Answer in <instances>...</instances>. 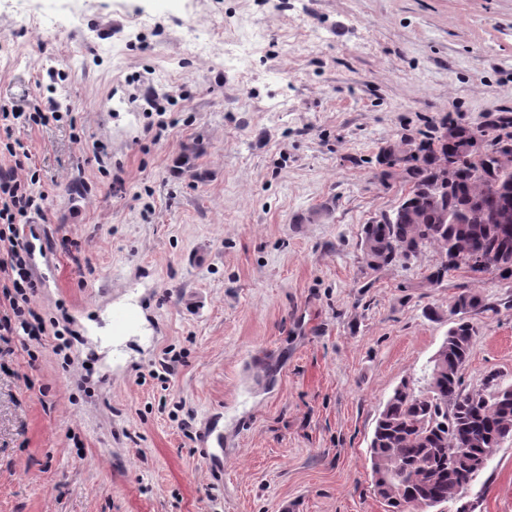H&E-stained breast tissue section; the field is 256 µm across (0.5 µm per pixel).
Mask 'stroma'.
Listing matches in <instances>:
<instances>
[{
  "label": "stroma",
  "instance_id": "obj_1",
  "mask_svg": "<svg viewBox=\"0 0 512 512\" xmlns=\"http://www.w3.org/2000/svg\"><path fill=\"white\" fill-rule=\"evenodd\" d=\"M33 8L42 26H19ZM72 8L0 0V100L73 117L18 134L48 194L35 304L70 347L0 340V512H386L383 404L423 388L465 290L486 304L465 386L512 382V282L429 285L432 248L368 268L362 227L406 190L377 155L446 122L512 134V0H92L77 26ZM253 29L248 74L225 68ZM114 304L139 315L118 339ZM467 495L512 512V442Z\"/></svg>",
  "mask_w": 512,
  "mask_h": 512
}]
</instances>
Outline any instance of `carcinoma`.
<instances>
[{"label": "carcinoma", "mask_w": 512, "mask_h": 512, "mask_svg": "<svg viewBox=\"0 0 512 512\" xmlns=\"http://www.w3.org/2000/svg\"><path fill=\"white\" fill-rule=\"evenodd\" d=\"M478 132L448 125V135L416 144L423 153L396 164L394 157L413 140L403 137L381 148L378 178L386 183L399 167L408 191L392 214L366 224L361 250L375 270L408 260L432 247L448 263L427 276L439 284L448 271L465 267L475 274L495 272L512 279V157L500 164L501 176L490 179L470 162ZM452 156L448 188L438 185V162ZM484 307L480 295L463 292L448 308L445 340L431 359L426 386L415 390L401 382L384 404L370 442L374 477L388 485L383 501L388 512H406L413 498L434 505L457 504L456 512H472L463 502L473 478L507 441H512V382L489 372L482 388L468 391L461 370L469 360L474 328L466 315ZM468 448L469 455L448 463V449Z\"/></svg>", "instance_id": "cac0c4a2"}]
</instances>
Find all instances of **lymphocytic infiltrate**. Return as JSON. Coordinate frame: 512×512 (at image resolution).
Wrapping results in <instances>:
<instances>
[{
	"instance_id": "lymphocytic-infiltrate-1",
	"label": "lymphocytic infiltrate",
	"mask_w": 512,
	"mask_h": 512,
	"mask_svg": "<svg viewBox=\"0 0 512 512\" xmlns=\"http://www.w3.org/2000/svg\"><path fill=\"white\" fill-rule=\"evenodd\" d=\"M62 117L55 101L29 107L0 104V154L10 160L8 167H0V332L26 342L52 341V350L57 354L65 348L61 332L49 326L32 306L39 280L22 233V226L29 223L31 215L44 214L47 195L39 189L37 178H21L29 151L14 133L46 126Z\"/></svg>"
}]
</instances>
